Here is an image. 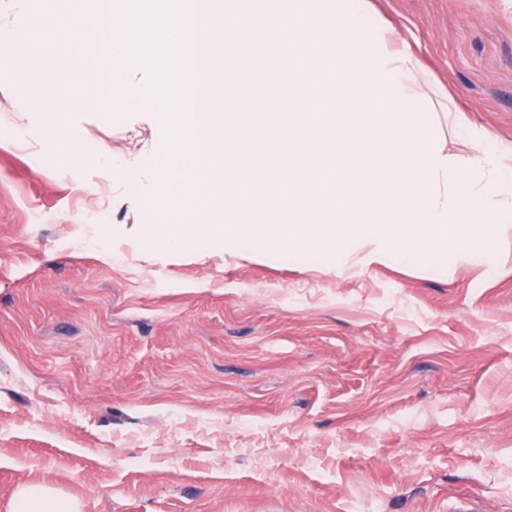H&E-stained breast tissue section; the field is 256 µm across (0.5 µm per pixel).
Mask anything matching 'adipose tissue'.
<instances>
[{
    "instance_id": "1",
    "label": "adipose tissue",
    "mask_w": 512,
    "mask_h": 512,
    "mask_svg": "<svg viewBox=\"0 0 512 512\" xmlns=\"http://www.w3.org/2000/svg\"><path fill=\"white\" fill-rule=\"evenodd\" d=\"M45 80L51 92L38 101L46 114L45 134L63 130L69 112L99 102L100 77L96 71L88 70L76 77L67 69L57 68L47 72ZM74 85L79 86V95H67V88ZM74 509L72 502L58 498L53 488L40 483L21 487L14 498V512H74Z\"/></svg>"
}]
</instances>
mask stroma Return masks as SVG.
<instances>
[{"mask_svg": "<svg viewBox=\"0 0 512 512\" xmlns=\"http://www.w3.org/2000/svg\"><path fill=\"white\" fill-rule=\"evenodd\" d=\"M512 154V0H363ZM0 46V512H512V226L426 266L145 234L184 162L163 109L100 101L41 135L46 70ZM82 161L66 162L72 148ZM15 512H73L76 506L57 497L55 490L45 484H27L14 498Z\"/></svg>", "mask_w": 512, "mask_h": 512, "instance_id": "1", "label": "stroma"}]
</instances>
